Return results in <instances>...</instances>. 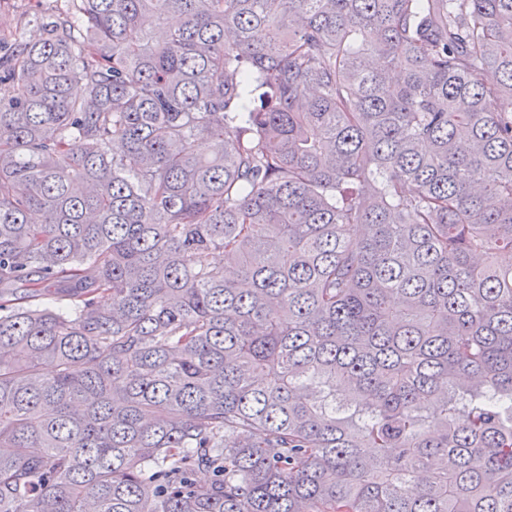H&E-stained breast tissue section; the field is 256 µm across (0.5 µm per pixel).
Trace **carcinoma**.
<instances>
[{"mask_svg": "<svg viewBox=\"0 0 512 512\" xmlns=\"http://www.w3.org/2000/svg\"><path fill=\"white\" fill-rule=\"evenodd\" d=\"M71 2L0 52V512H512V0Z\"/></svg>", "mask_w": 512, "mask_h": 512, "instance_id": "carcinoma-1", "label": "carcinoma"}]
</instances>
